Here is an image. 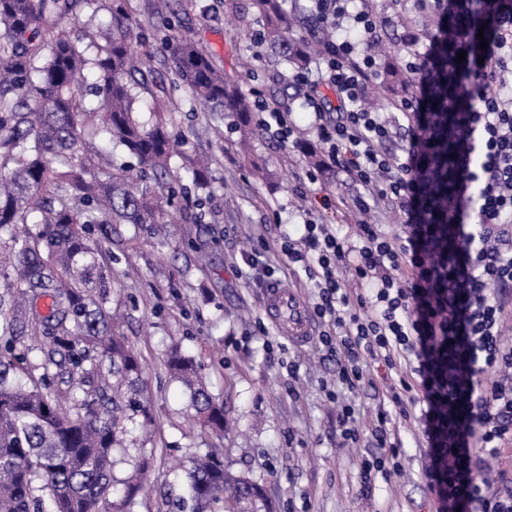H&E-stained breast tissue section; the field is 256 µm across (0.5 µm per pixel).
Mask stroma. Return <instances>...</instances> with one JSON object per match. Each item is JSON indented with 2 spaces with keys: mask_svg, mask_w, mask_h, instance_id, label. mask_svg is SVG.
I'll return each mask as SVG.
<instances>
[{
  "mask_svg": "<svg viewBox=\"0 0 512 512\" xmlns=\"http://www.w3.org/2000/svg\"><path fill=\"white\" fill-rule=\"evenodd\" d=\"M243 0H178L175 30L144 28L156 57L164 41L191 33L226 76L289 112L296 139L280 147L256 129L250 156L225 114L216 140L201 113H177L188 156L211 158L210 183L156 224H120L101 249L112 252L110 306L122 315L119 331L141 357L146 396L155 417L147 450L153 462L147 490L131 512H177L180 468L215 452L227 470L262 485L275 512H434L423 476L424 449L414 423L401 428L403 472L377 478L359 493V463L371 452L367 428L379 400L362 388L353 400L364 429L359 445L344 447L336 431V359L317 340L296 345L265 313L266 287L248 280V259L273 254L282 229L309 221L348 224L342 198L355 194L349 176L334 167L310 170L305 144L317 143L313 116L291 74L257 58L254 36L262 18L240 17ZM180 350L201 368L207 388L224 405V434L194 422L190 393L171 378L166 360Z\"/></svg>",
  "mask_w": 512,
  "mask_h": 512,
  "instance_id": "35a3bbf8",
  "label": "stroma"
}]
</instances>
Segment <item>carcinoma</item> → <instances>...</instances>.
Returning <instances> with one entry per match:
<instances>
[{
  "label": "carcinoma",
  "mask_w": 512,
  "mask_h": 512,
  "mask_svg": "<svg viewBox=\"0 0 512 512\" xmlns=\"http://www.w3.org/2000/svg\"><path fill=\"white\" fill-rule=\"evenodd\" d=\"M90 2L0 0V239L8 244L0 253V512H39L38 491L49 494V512H100L103 503L130 512L151 464L144 437L155 419L140 357L112 326V258L97 238L112 240L115 224H153L157 201L174 203L185 137L175 130L184 103L173 90L187 87L190 108L230 112L243 130L255 112L253 100L187 36L171 44L166 76L156 77L154 56L135 49V21L123 5L109 27L89 30L92 56L64 31L48 43L39 39L41 28ZM240 12L264 19L261 43L289 71L306 68L336 39L285 0H245ZM397 25L417 42L431 39L433 50L420 74L404 66L401 49L380 54L375 79L390 93L387 104L420 88L427 112L442 111L445 99L456 112L468 110L469 57L495 31L451 9L399 14ZM463 31L466 59H451L448 47ZM87 95L101 112L86 105ZM115 147L136 164L116 166ZM185 170L196 187L207 184L205 155ZM25 336L40 342L38 365ZM168 368L189 390L200 425L224 430V407L194 361L175 351ZM119 454L131 466L121 479ZM183 486L179 500L190 512H269L263 488L224 469L214 454L191 460Z\"/></svg>",
  "instance_id": "cac0c4a2"
}]
</instances>
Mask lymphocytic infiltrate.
Masks as SVG:
<instances>
[{
    "instance_id": "1",
    "label": "lymphocytic infiltrate",
    "mask_w": 512,
    "mask_h": 512,
    "mask_svg": "<svg viewBox=\"0 0 512 512\" xmlns=\"http://www.w3.org/2000/svg\"><path fill=\"white\" fill-rule=\"evenodd\" d=\"M473 2L458 5L473 21L494 24L497 38L468 72L475 105L452 114V138L438 132L436 115L405 100L397 109L408 120V148L388 150L390 125L361 104L374 61L357 58L350 41L326 49L320 80L296 75L326 159L362 191L344 201L359 218L354 238L307 223L280 250L312 288L310 311L319 344L336 358L337 391L381 387L361 492L376 475L400 473L401 426L413 419L436 512H512V492L493 490L485 470L486 458L512 446V337L504 330L512 321V95L496 92L512 70V0L476 13ZM314 4L327 22L352 17L372 42L371 0L353 16L348 0ZM322 83L344 104L336 115L317 98ZM375 206L407 220L390 232L361 221ZM368 304L372 314H362Z\"/></svg>"
}]
</instances>
